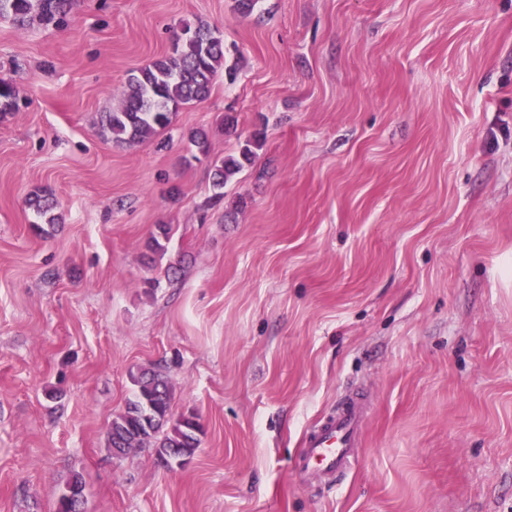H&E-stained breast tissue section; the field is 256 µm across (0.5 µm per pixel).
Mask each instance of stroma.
<instances>
[{
	"label": "stroma",
	"instance_id": "35a3bbf8",
	"mask_svg": "<svg viewBox=\"0 0 512 512\" xmlns=\"http://www.w3.org/2000/svg\"><path fill=\"white\" fill-rule=\"evenodd\" d=\"M200 21L236 79L114 144L130 71ZM1 76L0 512L77 474L84 512H512V0H70L0 19ZM144 368L204 425L183 467L108 448ZM353 393L355 467L305 483ZM69 0H0V19L9 18L20 25L39 20L50 22L60 18ZM260 148L261 139L254 134L238 144V151L235 154H229L224 156V159L215 161L212 170V186L214 190H217L215 197H223L224 187L243 171L245 166L252 163L256 156V150Z\"/></svg>",
	"mask_w": 512,
	"mask_h": 512
}]
</instances>
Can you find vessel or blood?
I'll list each match as a JSON object with an SVG mask.
<instances>
[{"mask_svg": "<svg viewBox=\"0 0 512 512\" xmlns=\"http://www.w3.org/2000/svg\"><path fill=\"white\" fill-rule=\"evenodd\" d=\"M360 422L361 415L352 402L318 421L305 436L300 473L324 482L349 471L356 462Z\"/></svg>", "mask_w": 512, "mask_h": 512, "instance_id": "b4317fda", "label": "vessel or blood"}]
</instances>
